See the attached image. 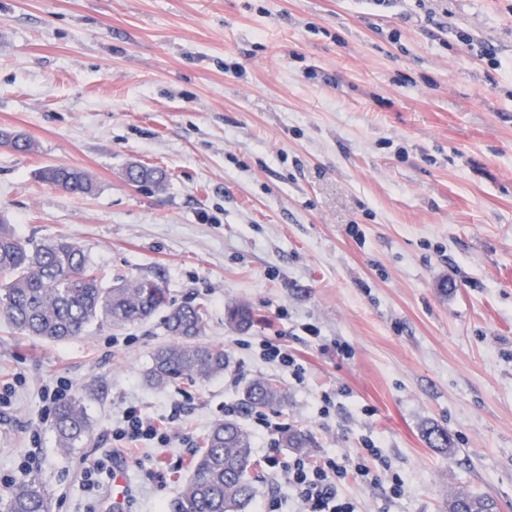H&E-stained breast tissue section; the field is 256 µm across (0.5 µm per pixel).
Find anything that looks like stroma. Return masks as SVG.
<instances>
[{"label":"stroma","instance_id":"obj_1","mask_svg":"<svg viewBox=\"0 0 512 512\" xmlns=\"http://www.w3.org/2000/svg\"><path fill=\"white\" fill-rule=\"evenodd\" d=\"M461 30L512 60V0H0V132L34 144L0 145V214L23 237L79 243L103 285L156 277L172 302L204 305L201 340L229 358L223 375L156 387L162 315L60 342L0 321L14 386L0 488L33 480L51 512H104L112 428L135 404L170 439L122 450L124 512H170L231 406L258 462L247 512L271 497L301 510L265 462L266 421L304 432L310 458L375 442L387 473L339 486L356 512H448L460 485L512 512V74ZM133 164L164 185L129 183ZM47 165L84 169L93 191L45 184ZM235 304L251 328L227 327ZM264 341L305 380L266 362ZM258 378L285 401L245 409ZM59 379L92 427L66 452L42 398ZM430 425L451 451L427 444ZM264 346V355L269 362L278 363L279 365L288 368V372L296 381H303L305 378L306 368L300 360L292 353L288 352L287 348H282L277 345Z\"/></svg>","mask_w":512,"mask_h":512}]
</instances>
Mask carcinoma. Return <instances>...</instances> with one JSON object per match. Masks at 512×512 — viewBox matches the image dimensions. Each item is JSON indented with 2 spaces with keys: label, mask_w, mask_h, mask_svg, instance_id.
<instances>
[{
  "label": "carcinoma",
  "mask_w": 512,
  "mask_h": 512,
  "mask_svg": "<svg viewBox=\"0 0 512 512\" xmlns=\"http://www.w3.org/2000/svg\"><path fill=\"white\" fill-rule=\"evenodd\" d=\"M130 181L156 187L161 171L142 167L129 171ZM39 179L71 194H89L93 183L84 171L50 165L39 171ZM164 311L163 324L176 342L158 348L148 371L149 380L165 387L183 380L204 381L224 372L228 356L224 348L198 342L205 326V310L198 304H175L168 300L163 283L154 277L121 279L105 287L93 273L84 248L66 238L36 242L19 237L11 225L0 220V320L16 333L50 341L82 335L98 322L122 326L145 321ZM254 314L246 306L227 311L228 323L238 330L253 324ZM286 394L267 379H255L246 392L254 409L285 401ZM58 446L75 447L91 432L81 401L61 403L54 414ZM434 448L451 450L448 431L426 430ZM255 465L250 435L236 422L216 423L205 445L193 460L192 480L174 500L171 512H246L255 487L250 471ZM495 512L497 502L459 486L448 499V512ZM0 512H48V501L34 481L16 483L0 490Z\"/></svg>",
  "instance_id": "obj_1"
}]
</instances>
